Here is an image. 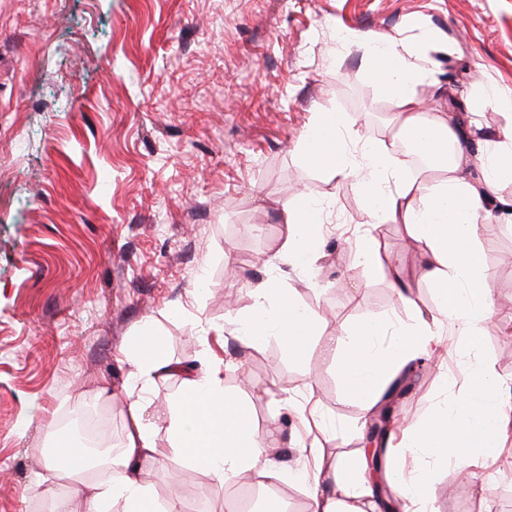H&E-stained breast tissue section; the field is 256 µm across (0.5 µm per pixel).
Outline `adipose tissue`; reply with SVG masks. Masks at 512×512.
Instances as JSON below:
<instances>
[{"mask_svg":"<svg viewBox=\"0 0 512 512\" xmlns=\"http://www.w3.org/2000/svg\"><path fill=\"white\" fill-rule=\"evenodd\" d=\"M366 67L391 103L395 128L388 140L361 147L352 161L349 125L342 113H318L303 140L304 162L316 169L355 177L366 209L376 220L402 225L424 258L426 277L440 292L431 318L417 317L409 326L362 322L338 338L337 370L365 414H373L393 374L416 352L429 348L443 324H451L457 346L469 353L466 372L470 389L452 405L434 408L427 421L408 428L411 447L422 450L426 466L406 474L389 473L402 512H436V495L428 464L447 467L449 477H468L474 448L499 445L508 415L507 402L494 370L479 355L482 330L496 311L482 256L476 247L481 231L478 215H494L512 223V200L498 193L512 180V122L494 140L475 141L477 113L451 109L427 112L417 86L430 79L426 67L411 63L397 39L358 44ZM429 150L430 173L406 177L396 152L407 137ZM480 179H472L471 166ZM287 226L288 253L316 261L327 216L307 195L278 201ZM253 311L243 319L239 336L253 343L273 336L293 357L304 355L319 325L317 312L303 308L294 289L268 276L255 291ZM134 385L127 393L125 444L108 458L106 479L94 475L84 451L74 448L69 459L47 457L39 482L59 486L51 498L52 512H185L181 502L160 501L148 474L159 464L155 437L165 431L181 458L203 468L216 485L251 472L276 478L267 460L268 443L258 432L251 412L224 391L221 367L183 374V391L160 421L147 416L148 393L158 374L175 372L159 334L144 328L125 352ZM312 501V512H381L375 481L366 465L349 456L319 457L314 474L298 473Z\"/></svg>","mask_w":512,"mask_h":512,"instance_id":"adipose-tissue-1","label":"adipose tissue"}]
</instances>
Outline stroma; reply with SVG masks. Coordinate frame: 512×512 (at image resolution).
Returning a JSON list of instances; mask_svg holds the SVG:
<instances>
[{"instance_id": "obj_1", "label": "stroma", "mask_w": 512, "mask_h": 512, "mask_svg": "<svg viewBox=\"0 0 512 512\" xmlns=\"http://www.w3.org/2000/svg\"><path fill=\"white\" fill-rule=\"evenodd\" d=\"M344 33L394 36L433 61L435 83L417 88L430 111H471L478 84L512 96V0H0V512H46L43 451L78 394L124 439V348L147 323L172 361L223 363L225 391L282 450L280 478L220 487L158 433L161 498L233 512L247 492L257 510L310 512L285 473L364 450L370 419L323 342L360 320L413 323L439 293L401 226L372 222L354 177L301 159L325 110L360 142L390 133L392 107ZM301 191L337 220L311 267L282 254L275 210ZM366 231L416 309L356 251ZM478 248L497 312L481 353L512 393V224L484 230ZM271 274L322 313L303 359L272 336L237 339ZM409 383L394 413L418 426L464 390V351L445 343ZM35 405L45 413L32 421ZM486 471L491 489L463 494L430 465L440 512H512V428Z\"/></svg>"}]
</instances>
